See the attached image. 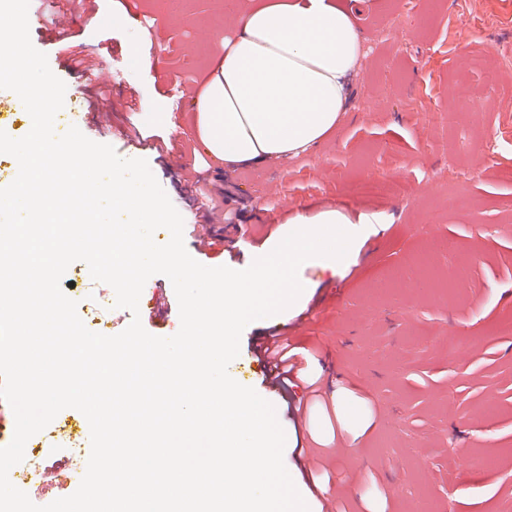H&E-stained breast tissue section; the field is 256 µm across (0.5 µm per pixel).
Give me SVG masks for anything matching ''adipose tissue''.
<instances>
[{
    "instance_id": "adipose-tissue-1",
    "label": "adipose tissue",
    "mask_w": 512,
    "mask_h": 512,
    "mask_svg": "<svg viewBox=\"0 0 512 512\" xmlns=\"http://www.w3.org/2000/svg\"><path fill=\"white\" fill-rule=\"evenodd\" d=\"M363 54L338 0H263L221 38L195 101L199 139L228 165L304 154L343 117Z\"/></svg>"
}]
</instances>
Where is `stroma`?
<instances>
[{"mask_svg":"<svg viewBox=\"0 0 512 512\" xmlns=\"http://www.w3.org/2000/svg\"><path fill=\"white\" fill-rule=\"evenodd\" d=\"M342 2L368 54L341 122L315 152L233 168L200 143L189 93L235 31L238 0H97L95 23L67 6L47 23L67 43L30 39L67 86L64 112L94 114L87 138L124 158L138 155L126 135L157 144L141 155L199 263L233 266L239 226L263 256L299 209L349 217L347 257L300 267L298 300L248 324L229 365L262 395L250 351L270 327L290 326L291 346L308 353L275 409L309 512H512V0ZM84 56L98 71L72 70ZM372 179L416 191L360 193ZM362 213L377 223H358ZM63 280L97 304L100 327L131 322L84 262ZM147 284L158 305L141 313L144 329L176 334L170 280ZM456 341L464 349L449 356Z\"/></svg>","mask_w":512,"mask_h":512,"instance_id":"stroma-1","label":"stroma"}]
</instances>
